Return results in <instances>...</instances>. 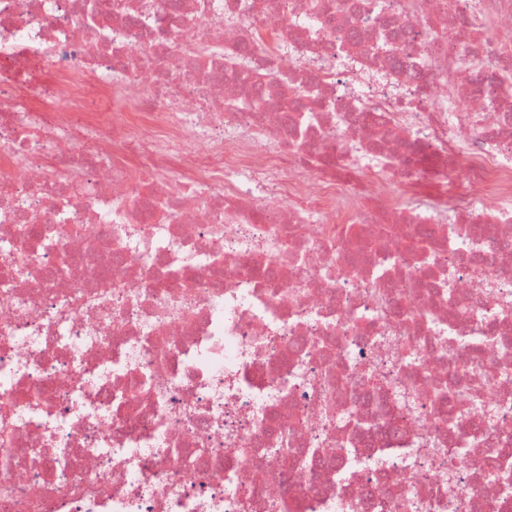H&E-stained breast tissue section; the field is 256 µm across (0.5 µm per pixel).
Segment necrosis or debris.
Here are the masks:
<instances>
[{
	"mask_svg": "<svg viewBox=\"0 0 512 512\" xmlns=\"http://www.w3.org/2000/svg\"><path fill=\"white\" fill-rule=\"evenodd\" d=\"M489 58L512 0H0V512H512Z\"/></svg>",
	"mask_w": 512,
	"mask_h": 512,
	"instance_id": "1",
	"label": "necrosis or debris"
}]
</instances>
